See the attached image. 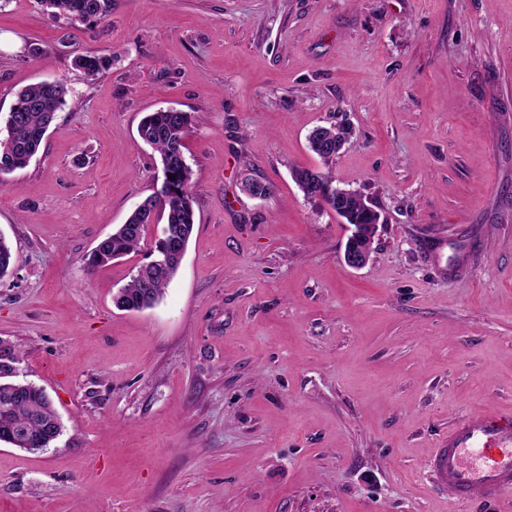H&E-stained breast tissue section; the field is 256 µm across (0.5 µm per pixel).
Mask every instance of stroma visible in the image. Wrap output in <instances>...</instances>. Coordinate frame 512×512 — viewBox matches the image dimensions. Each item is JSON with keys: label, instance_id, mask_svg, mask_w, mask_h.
<instances>
[{"label": "stroma", "instance_id": "stroma-1", "mask_svg": "<svg viewBox=\"0 0 512 512\" xmlns=\"http://www.w3.org/2000/svg\"><path fill=\"white\" fill-rule=\"evenodd\" d=\"M112 58L86 79L72 61ZM60 81L40 152L0 179V339L62 436L0 442V512H474L427 463L512 412V0H112L103 22L0 7V117ZM191 113L195 230L163 298L92 248L153 193L145 113ZM381 214L368 266L291 177L318 125ZM270 186L255 199L242 169Z\"/></svg>", "mask_w": 512, "mask_h": 512}]
</instances>
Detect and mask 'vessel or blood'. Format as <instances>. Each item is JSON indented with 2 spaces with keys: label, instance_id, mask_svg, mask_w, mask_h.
<instances>
[{
  "label": "vessel or blood",
  "instance_id": "1",
  "mask_svg": "<svg viewBox=\"0 0 512 512\" xmlns=\"http://www.w3.org/2000/svg\"><path fill=\"white\" fill-rule=\"evenodd\" d=\"M434 482L475 504L512 496V414L474 411L442 438L430 460Z\"/></svg>",
  "mask_w": 512,
  "mask_h": 512
}]
</instances>
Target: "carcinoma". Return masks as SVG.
I'll use <instances>...</instances> for the list:
<instances>
[{
    "label": "carcinoma",
    "instance_id": "cac0c4a2",
    "mask_svg": "<svg viewBox=\"0 0 512 512\" xmlns=\"http://www.w3.org/2000/svg\"><path fill=\"white\" fill-rule=\"evenodd\" d=\"M40 3L54 17L64 16L85 24L104 20L112 7V0H40ZM74 66L93 79L112 66V58L103 54L82 55L74 60ZM66 95V86L57 81L30 84L17 93L4 126L0 127V167L5 166L13 173L28 166L38 153L56 113L66 103ZM191 122L189 113L166 108L147 113L139 123L140 139L160 156V194L145 198V205L137 206L125 223L100 240L88 262V268L94 269L137 250L150 226L151 209L147 204L160 206L165 218L163 237L156 243L152 260L138 267L129 282L115 294L114 303L120 310L140 311L161 299L179 270L193 233V173L184 153V139ZM348 135L346 130L330 125L323 132L327 141L311 151L328 168L336 158V141ZM292 174L301 187L314 180L330 189L332 196L340 193L327 172L295 168ZM344 203L351 208L354 223H379L380 215L367 209L362 195H352L344 199ZM12 272L13 250L0 235V279ZM20 361L19 352L0 340V442L20 448L22 444L18 440L21 438H43L48 448L62 435L63 426L44 390L16 380Z\"/></svg>",
    "mask_w": 512,
    "mask_h": 512
}]
</instances>
